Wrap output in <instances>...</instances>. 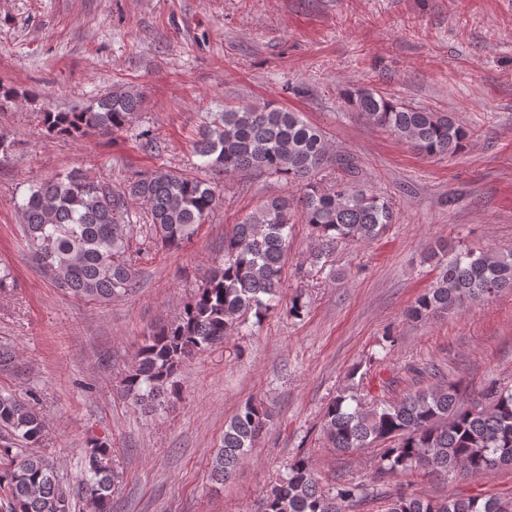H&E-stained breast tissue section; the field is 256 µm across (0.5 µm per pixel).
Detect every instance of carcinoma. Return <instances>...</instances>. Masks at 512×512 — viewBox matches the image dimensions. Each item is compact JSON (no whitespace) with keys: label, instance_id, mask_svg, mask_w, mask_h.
Returning <instances> with one entry per match:
<instances>
[{"label":"carcinoma","instance_id":"1","mask_svg":"<svg viewBox=\"0 0 512 512\" xmlns=\"http://www.w3.org/2000/svg\"><path fill=\"white\" fill-rule=\"evenodd\" d=\"M343 95L367 123L423 158L454 156L471 136L451 113L415 107L363 86L348 87ZM142 105L138 91L120 89L78 111L44 112L42 124L50 136L78 138L90 129L111 135L128 127ZM135 139L146 154L158 150L149 129L137 132ZM195 152L200 168L212 175H266L296 185L299 194L269 197L234 224L224 236L222 263L210 270L176 320L141 347L123 393L149 412L179 397L180 369L189 358L241 333L249 316L259 323L279 306L288 231L295 219L309 225L317 241L313 266L329 270L333 278L339 277L331 260L337 243L377 239L395 221L389 198L350 179L358 169L353 155L332 152L323 130L273 102L209 113ZM331 169L339 176L326 185L322 173ZM222 201L217 182L157 167L135 173L121 189L80 171L59 174L31 185L19 210L26 244L43 274L76 298L100 301L137 286L129 251L133 204L147 206L148 243L170 250L189 243ZM426 260L435 263L438 273L407 310L414 320L512 290V253H452L448 245L436 243ZM269 418L268 410L252 399L238 407L214 454L212 480L223 483L233 476ZM0 427L30 445L45 432L34 405L2 394ZM323 432L341 453L379 447L373 479L381 484L417 471L476 479L512 468V385L491 380L472 397L458 381L441 382L371 406L347 388L329 403ZM0 457L8 460L0 469V485L10 492L6 512H70L69 497L45 458L15 453L10 445L0 446ZM119 484L109 448L93 443L82 477L93 512H112ZM372 496L368 485L359 482L320 486L312 461L302 453L266 490L262 512H349ZM386 512H512V496L425 498L399 487L390 493Z\"/></svg>","mask_w":512,"mask_h":512}]
</instances>
